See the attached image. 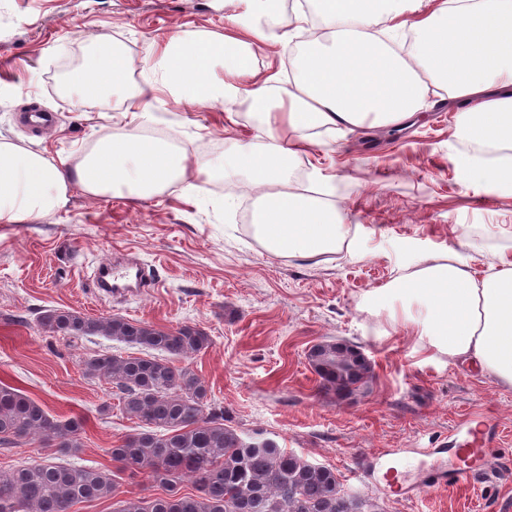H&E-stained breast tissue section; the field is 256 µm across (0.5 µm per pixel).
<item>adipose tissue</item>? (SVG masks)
<instances>
[{
  "label": "adipose tissue",
  "mask_w": 512,
  "mask_h": 512,
  "mask_svg": "<svg viewBox=\"0 0 512 512\" xmlns=\"http://www.w3.org/2000/svg\"><path fill=\"white\" fill-rule=\"evenodd\" d=\"M319 16L326 36L295 59L288 91L254 66L257 51L278 39L258 23L232 22L220 35L173 34L136 85L116 42L95 38L92 57L66 85L72 100L104 103L117 94L140 117L158 90L190 106L238 101L264 125L266 143L238 147L218 168L138 133L101 137L73 164L0 139V224L60 210L73 186L92 196L147 198L188 173L219 172L261 188L252 232L270 255L316 257L352 247L350 227L339 206L291 188L294 151L280 126L345 136L395 127L415 116L434 86L458 103V133L512 149V0H319ZM406 32L415 38L404 56L393 42ZM217 63L226 77H213ZM365 304L402 322L427 360L445 358L512 386V265L477 278L452 251L372 291Z\"/></svg>",
  "instance_id": "adipose-tissue-1"
}]
</instances>
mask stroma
Returning a JSON list of instances; mask_svg holds the SVG:
<instances>
[{
    "instance_id": "stroma-1",
    "label": "stroma",
    "mask_w": 512,
    "mask_h": 512,
    "mask_svg": "<svg viewBox=\"0 0 512 512\" xmlns=\"http://www.w3.org/2000/svg\"><path fill=\"white\" fill-rule=\"evenodd\" d=\"M281 11L257 0H0V137L74 161L115 130L181 142L189 158L216 160L238 146H262L259 120L235 102L188 106L160 93L147 119L120 101L78 104L57 71L112 36L135 68L178 31L223 33L229 20L280 26ZM38 106L52 135L22 122ZM472 146L456 131L442 94L425 100L414 124L342 140L321 134L290 161L309 191L339 200L357 257L272 258L242 221L257 195L245 180L193 177L149 199L98 197L72 188L59 211L24 225L0 224V383L24 390L50 416L84 421L76 466L109 469L106 450L136 428L116 407L113 387L85 378L83 358L129 354L103 337L45 335L40 310L120 315L165 328L190 325L212 338L190 364L229 426L261 433L309 462L335 470L345 492L376 499L382 512H512V387L466 365L422 362L406 330L360 308L420 257L460 250L478 275L512 260V189L470 181ZM128 256L154 268L155 287L125 297L96 295V265ZM326 340L359 346L373 376L352 394L321 391L309 348ZM484 413L503 434L488 454L490 477L444 486L415 501L385 481L417 484V449L447 457L456 426ZM365 478L354 482L349 472Z\"/></svg>"
}]
</instances>
